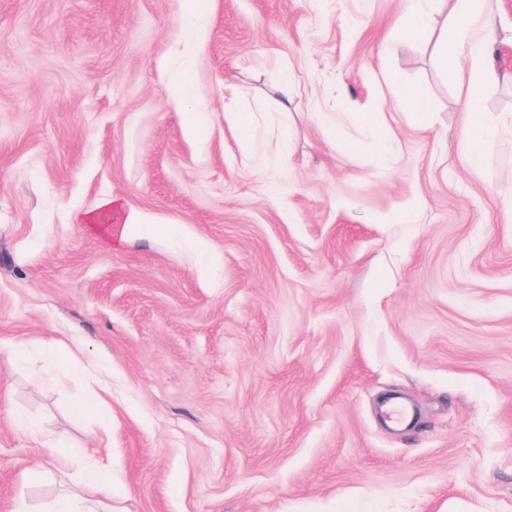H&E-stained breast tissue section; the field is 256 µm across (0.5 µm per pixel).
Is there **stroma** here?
Returning <instances> with one entry per match:
<instances>
[{"instance_id": "obj_1", "label": "stroma", "mask_w": 512, "mask_h": 512, "mask_svg": "<svg viewBox=\"0 0 512 512\" xmlns=\"http://www.w3.org/2000/svg\"><path fill=\"white\" fill-rule=\"evenodd\" d=\"M488 5L474 163L445 18L412 37L401 0H196L197 33L183 0H0V512L94 468L114 512H512ZM112 197L143 219L120 243L73 221Z\"/></svg>"}]
</instances>
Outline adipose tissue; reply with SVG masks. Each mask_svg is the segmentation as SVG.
<instances>
[{
    "label": "adipose tissue",
    "instance_id": "adipose-tissue-1",
    "mask_svg": "<svg viewBox=\"0 0 512 512\" xmlns=\"http://www.w3.org/2000/svg\"><path fill=\"white\" fill-rule=\"evenodd\" d=\"M487 0H405V15L413 28H427L433 16L447 12L449 36L440 37L434 45V55L442 69L451 78H458L457 59L467 56L471 64V75L464 83L469 103H476L480 94V80L486 73V63L491 54L493 36L489 34V17L486 13ZM109 218L117 225L119 239H126L128 233L141 222L136 208L128 202L112 198L96 209L79 212L75 223L98 228L102 218Z\"/></svg>",
    "mask_w": 512,
    "mask_h": 512
}]
</instances>
